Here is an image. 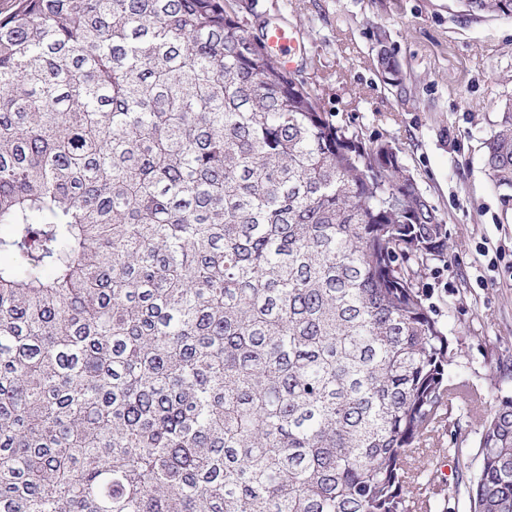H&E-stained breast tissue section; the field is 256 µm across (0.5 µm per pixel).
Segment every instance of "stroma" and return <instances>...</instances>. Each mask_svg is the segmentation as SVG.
<instances>
[{
    "label": "stroma",
    "instance_id": "35a3bbf8",
    "mask_svg": "<svg viewBox=\"0 0 512 512\" xmlns=\"http://www.w3.org/2000/svg\"><path fill=\"white\" fill-rule=\"evenodd\" d=\"M262 18L298 31L300 78L326 80L340 125L397 148L448 233V252L419 286L457 343V372L484 408L512 398V211L483 163V143L512 99V18L473 17L458 0H254ZM403 72L387 83L376 35Z\"/></svg>",
    "mask_w": 512,
    "mask_h": 512
}]
</instances>
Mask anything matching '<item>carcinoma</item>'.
I'll return each instance as SVG.
<instances>
[{"instance_id":"1","label":"carcinoma","mask_w":512,"mask_h":512,"mask_svg":"<svg viewBox=\"0 0 512 512\" xmlns=\"http://www.w3.org/2000/svg\"><path fill=\"white\" fill-rule=\"evenodd\" d=\"M268 26L238 0L0 16V512H459L463 486L512 512V399L476 472L439 441L480 407L418 287L444 220ZM484 163L511 204V100Z\"/></svg>"}]
</instances>
